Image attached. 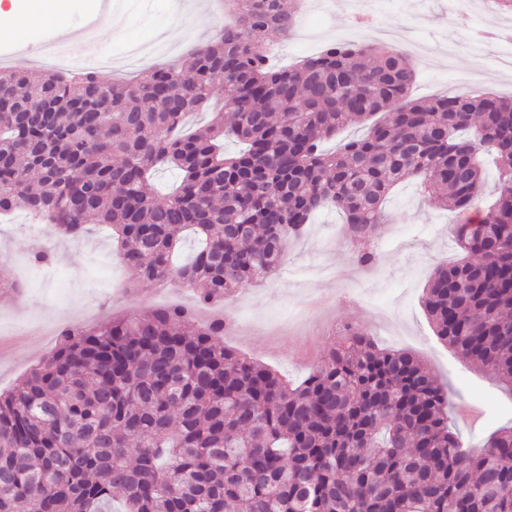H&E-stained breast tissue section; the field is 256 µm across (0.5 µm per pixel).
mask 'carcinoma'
Returning <instances> with one entry per match:
<instances>
[{
    "instance_id": "cac0c4a2",
    "label": "carcinoma",
    "mask_w": 512,
    "mask_h": 512,
    "mask_svg": "<svg viewBox=\"0 0 512 512\" xmlns=\"http://www.w3.org/2000/svg\"><path fill=\"white\" fill-rule=\"evenodd\" d=\"M225 2L234 23L179 69L134 82L0 69V213L23 209L60 235L107 224L137 279L174 280L207 307L270 275L323 208L374 236L413 178L459 218L465 253L425 288L435 334L512 397V97L416 100L414 60L387 45L335 44L276 68L268 35L292 29L298 0ZM217 83L213 122L185 130ZM356 119L365 137L324 149ZM226 137L238 152L224 153ZM488 160L499 192L472 233ZM164 168L179 180L162 197ZM187 232L200 244L180 263ZM223 336L224 320L202 325L184 307L62 329L0 394V512H112L115 500L122 512H512V426L464 447L447 393L412 354L345 326L292 385Z\"/></svg>"
}]
</instances>
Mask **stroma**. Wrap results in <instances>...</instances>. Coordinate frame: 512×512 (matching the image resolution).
Returning <instances> with one entry per match:
<instances>
[{
  "label": "stroma",
  "mask_w": 512,
  "mask_h": 512,
  "mask_svg": "<svg viewBox=\"0 0 512 512\" xmlns=\"http://www.w3.org/2000/svg\"><path fill=\"white\" fill-rule=\"evenodd\" d=\"M178 0H112L118 35H102L97 45L122 60L134 46L158 43L177 16ZM355 23L353 0H309L292 35L275 32L271 60L280 67L316 55L349 33ZM512 26V15L496 13L483 0L467 11L449 0H379L373 22L360 31L363 42L394 43L417 66L413 97L430 99L460 91H491L512 96V71L503 69L501 42L463 41L471 29ZM58 42L55 28L16 17L8 36L0 37V67L47 70L36 52L38 39ZM392 219L374 243L373 265L357 263L365 240L354 237L332 210L314 216L306 231L291 241L274 276L247 285L214 306L234 322L224 343L293 380L306 377L351 324L379 346L406 349L426 364L450 396L451 419L465 445H480L499 428L512 425V398L495 379L440 342L421 305L434 270L460 256L451 229L453 216L424 200L415 184L391 198ZM30 218L16 211L0 219V257L8 278L0 279V392L54 349L68 325L96 326L116 315H132L164 306L193 308L194 294L177 285L144 283L130 288L131 275L107 229L90 226L73 238L35 235ZM53 261L30 268L36 248Z\"/></svg>",
  "instance_id": "stroma-1"
}]
</instances>
